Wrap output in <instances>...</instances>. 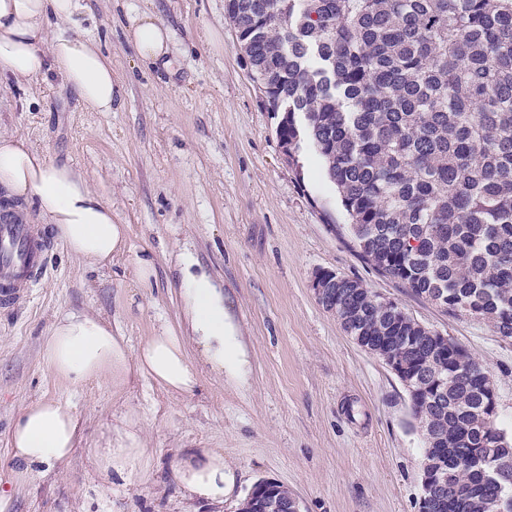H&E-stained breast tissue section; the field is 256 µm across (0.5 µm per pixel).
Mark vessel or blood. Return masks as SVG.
<instances>
[{"mask_svg":"<svg viewBox=\"0 0 512 512\" xmlns=\"http://www.w3.org/2000/svg\"><path fill=\"white\" fill-rule=\"evenodd\" d=\"M50 242L45 231L0 211V305L13 304L45 274Z\"/></svg>","mask_w":512,"mask_h":512,"instance_id":"b4317fda","label":"vessel or blood"}]
</instances>
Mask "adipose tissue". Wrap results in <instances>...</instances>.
<instances>
[{
    "label": "adipose tissue",
    "instance_id": "ef3b65f1",
    "mask_svg": "<svg viewBox=\"0 0 512 512\" xmlns=\"http://www.w3.org/2000/svg\"><path fill=\"white\" fill-rule=\"evenodd\" d=\"M79 8V0H0V75L27 80L58 71L89 109L108 112L119 93L111 58L92 40L48 35L54 20L72 17ZM131 34L143 58L155 63L166 59L169 33L153 18L134 20ZM0 195L11 203L33 205L38 219L52 226L72 258L86 265L108 266L125 252L128 227L113 222L111 208L90 189L87 174L48 160L26 138L0 135ZM182 286L192 331L213 368L220 372L239 364L234 330L212 280L187 271ZM41 357L55 378L74 388L104 380L120 390L132 379L148 378L177 395L192 391L197 383L184 337L167 329L133 351L124 337L92 314L59 318L42 342ZM79 442L74 405L30 403L10 430L13 482H28L43 467L69 460ZM90 455L104 480L97 488L101 496L108 493L112 477L134 485L151 472L155 453L146 446L139 411L131 407L122 412L110 425L105 446ZM175 477L185 495L210 504L223 503L232 481L223 453L211 448L192 450L179 459Z\"/></svg>",
    "mask_w": 512,
    "mask_h": 512
}]
</instances>
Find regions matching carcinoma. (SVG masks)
<instances>
[{
    "label": "carcinoma",
    "mask_w": 512,
    "mask_h": 512,
    "mask_svg": "<svg viewBox=\"0 0 512 512\" xmlns=\"http://www.w3.org/2000/svg\"><path fill=\"white\" fill-rule=\"evenodd\" d=\"M250 77L282 102L279 140L306 123L357 255L417 297L512 339V0H224ZM336 282L328 311L405 367L428 512H478L503 494L474 470L512 436L489 375L458 364L401 307Z\"/></svg>",
    "instance_id": "obj_1"
}]
</instances>
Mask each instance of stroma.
I'll list each match as a JSON object with an SVG mask.
<instances>
[{
    "label": "stroma",
    "mask_w": 512,
    "mask_h": 512,
    "mask_svg": "<svg viewBox=\"0 0 512 512\" xmlns=\"http://www.w3.org/2000/svg\"><path fill=\"white\" fill-rule=\"evenodd\" d=\"M145 15L170 31L171 68L141 59L127 36ZM50 33L100 45L119 103L89 111L54 71L20 83L1 78L0 133L27 137L87 173L128 240L104 269L52 240L37 286L0 307V480L10 477L11 425L30 403H73L83 430L68 462L10 487L7 512H238L263 479L287 487L302 512H418L424 442L409 394L315 300L310 284L320 270L360 280L465 347L488 372L498 425L512 435V341L414 298L358 258L310 146L298 164L286 162L279 118L249 77L224 0H80ZM144 255L155 267L146 283L136 267ZM187 264L224 294L244 352L239 369L213 373L189 336ZM69 313L103 316L134 348L164 329L184 336L196 387L174 397L147 380L122 393L104 380L79 389L60 382L40 348ZM126 405L142 412L157 467L138 487L119 481L100 498L87 451ZM194 448L223 452L234 473L223 505L190 501L178 486V452Z\"/></svg>",
    "instance_id": "obj_1"
}]
</instances>
